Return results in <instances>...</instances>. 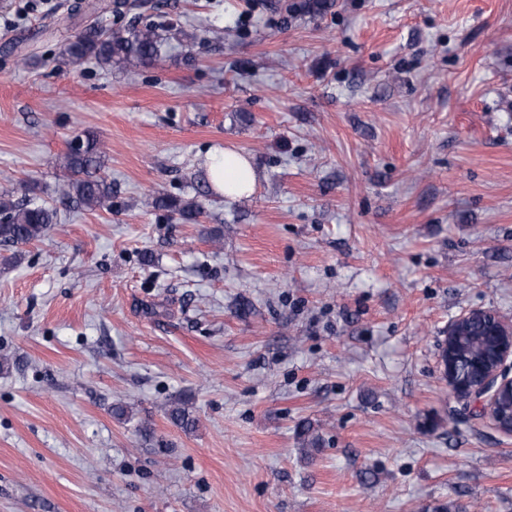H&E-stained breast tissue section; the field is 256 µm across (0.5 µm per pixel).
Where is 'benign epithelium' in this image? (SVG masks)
Returning a JSON list of instances; mask_svg holds the SVG:
<instances>
[{
    "mask_svg": "<svg viewBox=\"0 0 512 512\" xmlns=\"http://www.w3.org/2000/svg\"><path fill=\"white\" fill-rule=\"evenodd\" d=\"M476 320L490 325L494 336L493 351L474 364V373L466 380L457 379L456 342L461 327ZM443 378L450 391L458 396L473 399L479 404L481 417L490 426L505 435H512V406L504 409L500 396L512 397V320L492 310L468 309L448 324L441 346Z\"/></svg>",
    "mask_w": 512,
    "mask_h": 512,
    "instance_id": "7a95c632",
    "label": "benign epithelium"
}]
</instances>
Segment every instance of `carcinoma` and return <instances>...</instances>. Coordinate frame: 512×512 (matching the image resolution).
<instances>
[{"label":"carcinoma","instance_id":"1","mask_svg":"<svg viewBox=\"0 0 512 512\" xmlns=\"http://www.w3.org/2000/svg\"><path fill=\"white\" fill-rule=\"evenodd\" d=\"M162 34L155 24L140 27L131 24L123 33H109L96 24L85 28L66 47L67 56L73 60L93 59L102 67L112 63L140 64L161 55ZM81 146L67 149L60 158L62 167L69 173V180L61 191L60 202L93 210L112 198V184L97 175L106 154L103 144L89 132L77 135ZM21 193V200L14 194ZM31 189L24 183L0 194V246L10 247L41 241L58 218V209L48 202L30 198ZM156 210L179 215L186 223L197 221L203 214V205L197 200L183 201L176 197L159 196L146 202ZM486 345L477 327L471 326L461 333L459 374L468 372L469 359ZM168 418L183 429H191L196 420L188 408L176 403L167 410Z\"/></svg>","mask_w":512,"mask_h":512}]
</instances>
